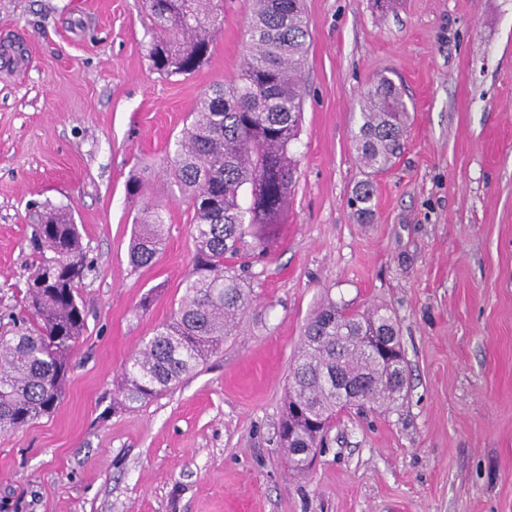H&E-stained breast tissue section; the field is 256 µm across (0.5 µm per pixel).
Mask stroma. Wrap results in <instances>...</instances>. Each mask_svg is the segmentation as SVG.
Returning a JSON list of instances; mask_svg holds the SVG:
<instances>
[{
  "label": "stroma",
  "mask_w": 512,
  "mask_h": 512,
  "mask_svg": "<svg viewBox=\"0 0 512 512\" xmlns=\"http://www.w3.org/2000/svg\"><path fill=\"white\" fill-rule=\"evenodd\" d=\"M304 10L296 182L283 223L256 231L253 306L197 372L117 408L123 365L170 320L193 267L192 211L160 165L199 97L236 79L245 0H224L211 55L187 76L153 69L145 0H0V330L22 309L46 207L72 210L91 262L61 402L0 433V512H512V0ZM381 74L410 119L375 173L353 136ZM367 179L361 222L348 201ZM147 203L166 244L135 268ZM327 297L389 309L405 397L338 414L297 475L279 447L289 365Z\"/></svg>",
  "instance_id": "obj_1"
}]
</instances>
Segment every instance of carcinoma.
<instances>
[{
	"label": "carcinoma",
	"mask_w": 512,
	"mask_h": 512,
	"mask_svg": "<svg viewBox=\"0 0 512 512\" xmlns=\"http://www.w3.org/2000/svg\"><path fill=\"white\" fill-rule=\"evenodd\" d=\"M156 32L148 56L167 76L190 75L207 60L221 29L214 0H146ZM248 52L237 78L218 84L197 102L192 120L167 156L165 171L193 210L196 264L171 320L154 329L125 367L121 403L146 402L178 385L238 331L252 306L245 259L247 237L263 224H280L288 209L297 160L293 146L302 122V71L308 20L301 0H248ZM409 112L400 88L381 76L368 91L355 134L356 149L374 171L400 149ZM373 185L350 200L370 216ZM39 257L24 295L25 315L0 333V432L17 431L53 412L71 372V355L84 335L78 301L89 269L82 235L62 208H48L36 225ZM166 241L158 211H146L130 247L135 268L152 264ZM242 268L227 270V262ZM396 332L382 307L363 313L329 299L306 323L289 374L284 410L316 411L324 426L299 425L288 437L283 414L280 443L289 468H309L302 456L319 448L346 399L389 405L404 391L406 364L382 362L363 337ZM341 379V384L334 381Z\"/></svg>",
	"instance_id": "1"
}]
</instances>
